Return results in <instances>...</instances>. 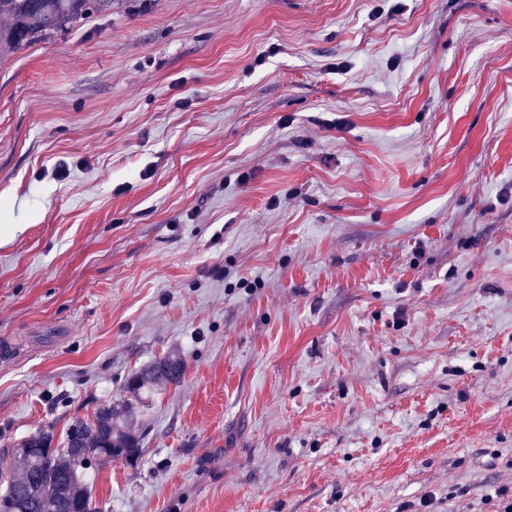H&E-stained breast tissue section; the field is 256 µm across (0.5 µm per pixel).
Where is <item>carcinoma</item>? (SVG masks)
Masks as SVG:
<instances>
[{
  "label": "carcinoma",
  "mask_w": 512,
  "mask_h": 512,
  "mask_svg": "<svg viewBox=\"0 0 512 512\" xmlns=\"http://www.w3.org/2000/svg\"><path fill=\"white\" fill-rule=\"evenodd\" d=\"M112 11V0H0V62L43 40ZM184 374L180 358L156 361L124 384L133 395L158 381L177 383ZM137 406L100 403L93 419H77L67 428L64 446L53 447L48 427L12 448L0 450L9 476L0 481V512H96L84 483L94 464L130 460L141 454L134 433Z\"/></svg>",
  "instance_id": "carcinoma-1"
}]
</instances>
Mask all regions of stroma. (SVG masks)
Returning a JSON list of instances; mask_svg holds the SVG:
<instances>
[{
    "instance_id": "obj_1",
    "label": "stroma",
    "mask_w": 512,
    "mask_h": 512,
    "mask_svg": "<svg viewBox=\"0 0 512 512\" xmlns=\"http://www.w3.org/2000/svg\"><path fill=\"white\" fill-rule=\"evenodd\" d=\"M170 352L97 512L512 495V0H114L0 62V447Z\"/></svg>"
}]
</instances>
